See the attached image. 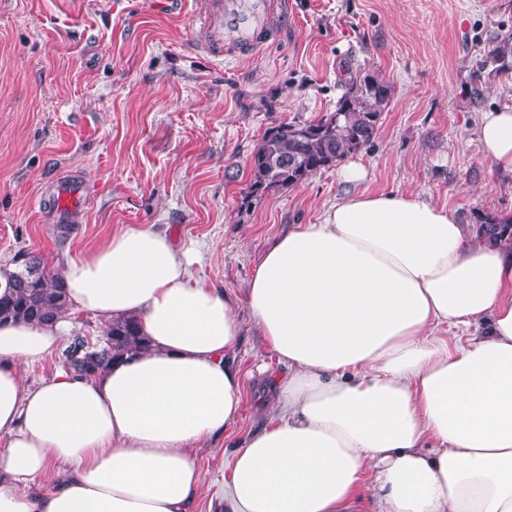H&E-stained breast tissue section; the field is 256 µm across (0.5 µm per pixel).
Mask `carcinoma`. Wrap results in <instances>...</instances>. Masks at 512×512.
<instances>
[{
  "label": "carcinoma",
  "mask_w": 512,
  "mask_h": 512,
  "mask_svg": "<svg viewBox=\"0 0 512 512\" xmlns=\"http://www.w3.org/2000/svg\"><path fill=\"white\" fill-rule=\"evenodd\" d=\"M495 71L512 69V33L496 39L489 53ZM392 95L383 78L367 73L346 86L334 111L311 122H282L267 129L249 158L250 178L241 192L239 210H249L269 193L296 187L318 171L369 146L377 135L382 114ZM485 240L512 250V217L486 214L476 225ZM42 259L28 256L25 268L4 273L0 295V324L22 321L48 322L67 311L61 276L44 273ZM148 339L138 320L128 316L112 322L102 341L90 346L76 335L62 351L63 366L92 377L112 360L145 349Z\"/></svg>",
  "instance_id": "cac0c4a2"
}]
</instances>
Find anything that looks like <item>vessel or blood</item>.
Masks as SVG:
<instances>
[{
	"mask_svg": "<svg viewBox=\"0 0 512 512\" xmlns=\"http://www.w3.org/2000/svg\"><path fill=\"white\" fill-rule=\"evenodd\" d=\"M198 20L205 32L202 50L213 59L224 57L225 43L250 48L262 33L267 0H197ZM90 190L71 179H58L52 206L65 219L85 209Z\"/></svg>",
	"mask_w": 512,
	"mask_h": 512,
	"instance_id": "obj_1",
	"label": "vessel or blood"
}]
</instances>
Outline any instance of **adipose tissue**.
<instances>
[{
    "label": "adipose tissue",
    "mask_w": 512,
    "mask_h": 512,
    "mask_svg": "<svg viewBox=\"0 0 512 512\" xmlns=\"http://www.w3.org/2000/svg\"><path fill=\"white\" fill-rule=\"evenodd\" d=\"M478 136L512 174V106ZM191 262L149 227L67 259L73 311L135 316L150 341L91 378L25 386L65 321L0 325V512H195L244 331ZM244 300L292 373L233 455L226 512H512V251L420 194L363 192L278 235Z\"/></svg>",
    "instance_id": "adipose-tissue-1"
}]
</instances>
